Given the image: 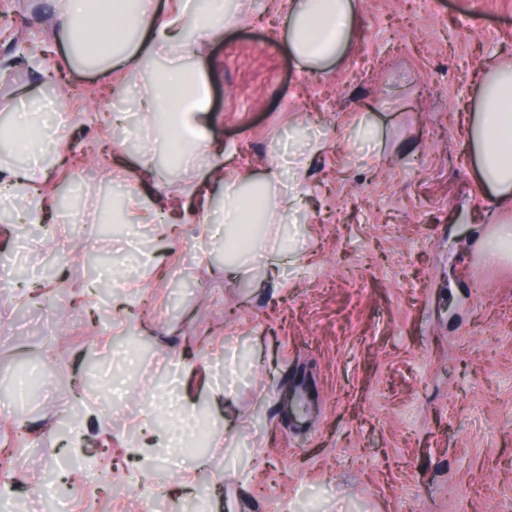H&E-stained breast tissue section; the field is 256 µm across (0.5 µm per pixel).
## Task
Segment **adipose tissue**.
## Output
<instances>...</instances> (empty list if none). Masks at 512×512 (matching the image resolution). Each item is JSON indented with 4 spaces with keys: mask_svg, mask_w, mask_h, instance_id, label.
<instances>
[{
    "mask_svg": "<svg viewBox=\"0 0 512 512\" xmlns=\"http://www.w3.org/2000/svg\"><path fill=\"white\" fill-rule=\"evenodd\" d=\"M57 0V38L68 51L90 46L87 67L107 77L134 61L158 62L159 67L140 99L144 111L157 115L165 138L179 137L184 154L198 167L230 165L223 146L208 137L210 88L201 51L236 27L237 16L225 0H208L194 16L191 35H183L186 8L162 12L153 0ZM286 18L282 46L302 69L321 71L340 58L354 37L357 0H280ZM468 148L477 160V181L484 199L497 205L512 200V65L490 69L480 85L476 113L469 126ZM37 167L0 170V199L14 202L19 223H42L50 205L38 198ZM243 176L224 182L222 221L226 245L238 242L245 224L276 223L280 213L296 206L302 196L293 184L278 202L269 203L266 190L280 181L277 166H268L252 190Z\"/></svg>",
    "mask_w": 512,
    "mask_h": 512,
    "instance_id": "obj_1",
    "label": "adipose tissue"
}]
</instances>
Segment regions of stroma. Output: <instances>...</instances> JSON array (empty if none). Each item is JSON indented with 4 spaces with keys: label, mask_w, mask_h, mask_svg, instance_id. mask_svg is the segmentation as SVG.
I'll list each match as a JSON object with an SVG mask.
<instances>
[{
    "label": "stroma",
    "mask_w": 512,
    "mask_h": 512,
    "mask_svg": "<svg viewBox=\"0 0 512 512\" xmlns=\"http://www.w3.org/2000/svg\"><path fill=\"white\" fill-rule=\"evenodd\" d=\"M233 7L241 26L202 51L210 138L257 180L287 164V139L309 157L297 213L253 233L298 249L274 278L263 258L239 273L194 231L151 236L120 205L132 190L176 204L205 173L160 146L142 169L144 75L109 100L57 47L54 0H0V123L39 100L63 153L99 148L46 168L42 194L78 200L50 222L70 243L58 269L83 289L125 272L94 313L56 303L42 229L0 212V254L27 265L0 291V357L41 377L12 390L23 422L0 405L6 503L33 512L49 482L62 512L157 496L190 512H512V262L483 247L503 214L465 145L485 71L512 64V0H358L352 45L315 73L283 50L275 0ZM33 38L53 57L29 54ZM52 69L63 87L48 89ZM115 109L131 129L119 159L103 147ZM183 402L199 441L165 447Z\"/></svg>",
    "instance_id": "stroma-1"
}]
</instances>
